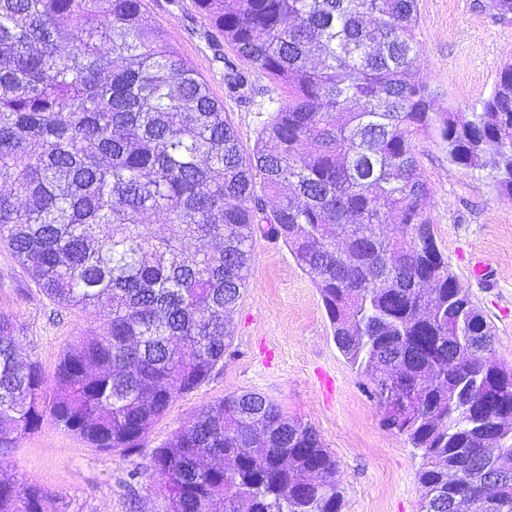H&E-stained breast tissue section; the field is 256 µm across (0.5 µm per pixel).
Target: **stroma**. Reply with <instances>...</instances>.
<instances>
[{"label": "stroma", "instance_id": "35a3bbf8", "mask_svg": "<svg viewBox=\"0 0 512 512\" xmlns=\"http://www.w3.org/2000/svg\"><path fill=\"white\" fill-rule=\"evenodd\" d=\"M143 3L151 23L223 101L243 154H251L281 99L275 81L253 69L251 94L229 96L224 64L208 44V25L194 0ZM418 11L424 80L440 106L472 112L512 60V24L495 21L477 0H419ZM419 149L437 242L490 323L498 358L512 368V199L493 191L489 169L451 163L441 143L426 139ZM1 311L13 316L23 348L38 354L49 375L69 344L104 326L103 316L54 304L3 248ZM232 317L234 339L223 368L170 405L143 437L139 454L93 448L47 419L20 440L8 473L54 491L66 512H169L151 469L155 450L224 396L255 391L311 425L336 455L344 512H421L420 456L384 426L383 408L333 341L318 289L283 242L255 236L249 284ZM133 469L140 472L135 482L128 479Z\"/></svg>", "mask_w": 512, "mask_h": 512}]
</instances>
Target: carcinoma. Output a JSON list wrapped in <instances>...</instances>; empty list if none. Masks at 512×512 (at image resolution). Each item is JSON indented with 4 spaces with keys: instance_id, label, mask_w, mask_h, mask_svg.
<instances>
[{
    "instance_id": "cac0c4a2",
    "label": "carcinoma",
    "mask_w": 512,
    "mask_h": 512,
    "mask_svg": "<svg viewBox=\"0 0 512 512\" xmlns=\"http://www.w3.org/2000/svg\"><path fill=\"white\" fill-rule=\"evenodd\" d=\"M237 57L287 91L244 156L224 103L143 0H0V246L58 306L107 317L52 377L0 312V464L49 418L131 456L224 366L251 245L283 241L385 426L421 452L422 512H456L512 458V369L438 246L418 142L512 199V63L480 108L435 107L418 0H195ZM512 23V0H483ZM231 92L248 80L225 75ZM154 213L161 224H145ZM186 240L217 249L184 256ZM492 446L476 430L497 422ZM169 512H343L339 463L267 397H224L158 448ZM49 489L0 478V512ZM488 512H512V481Z\"/></svg>"
}]
</instances>
